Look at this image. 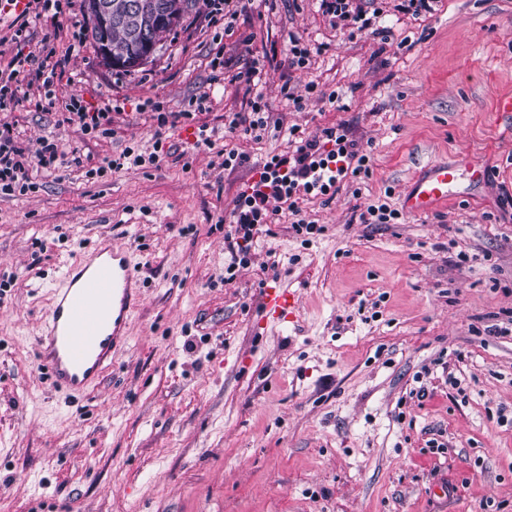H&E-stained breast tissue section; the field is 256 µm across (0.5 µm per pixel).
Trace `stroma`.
I'll return each instance as SVG.
<instances>
[{"instance_id":"1","label":"stroma","mask_w":512,"mask_h":512,"mask_svg":"<svg viewBox=\"0 0 512 512\" xmlns=\"http://www.w3.org/2000/svg\"><path fill=\"white\" fill-rule=\"evenodd\" d=\"M396 3L355 0L383 11L385 38L331 28L316 0H250L229 36L202 7L132 72L85 38L58 89L111 108L114 135L49 107L11 112L24 139L55 135L95 166L158 138L163 155L36 172L33 191L0 195V275L15 277L0 298V512H512V335L488 332L512 310V114L495 107L512 94V0H435L417 15ZM292 34L311 49L305 66L289 63ZM220 49L235 69L265 67L273 125L260 140L224 132L248 95L215 81ZM205 94L208 111L176 127L150 117ZM339 125L368 175L308 200L304 218L325 228L310 243L276 216L225 281L237 193L289 150L291 127ZM230 150L248 163L224 168ZM462 154L485 183L461 180L429 216L400 211L415 172ZM382 202L397 219L360 222ZM104 235L133 252L145 299L125 352L70 396L40 372L36 342L61 271ZM271 280L300 310L260 336L258 284ZM421 382L427 396L410 397ZM440 482L453 500L433 496Z\"/></svg>"}]
</instances>
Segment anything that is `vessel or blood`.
<instances>
[{
    "label": "vessel or blood",
    "instance_id": "vessel-or-blood-1",
    "mask_svg": "<svg viewBox=\"0 0 512 512\" xmlns=\"http://www.w3.org/2000/svg\"><path fill=\"white\" fill-rule=\"evenodd\" d=\"M464 170L475 181L486 179L485 168L466 158L430 162L411 179L401 197L403 210L414 216L437 212L454 195ZM143 288L127 248L108 236L66 266L52 292L36 352L40 368L55 386L75 392L97 386L125 350ZM298 312L297 292L274 281L265 285L259 303L263 325L292 323Z\"/></svg>",
    "mask_w": 512,
    "mask_h": 512
}]
</instances>
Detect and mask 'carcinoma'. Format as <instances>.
Here are the masks:
<instances>
[{
	"mask_svg": "<svg viewBox=\"0 0 512 512\" xmlns=\"http://www.w3.org/2000/svg\"><path fill=\"white\" fill-rule=\"evenodd\" d=\"M127 2L129 0H112V16L121 19L112 25V51L115 66L130 72L139 66L143 33L152 31L159 37L174 33L196 8L192 0H140V12L129 17Z\"/></svg>",
	"mask_w": 512,
	"mask_h": 512,
	"instance_id": "cac0c4a2",
	"label": "carcinoma"
}]
</instances>
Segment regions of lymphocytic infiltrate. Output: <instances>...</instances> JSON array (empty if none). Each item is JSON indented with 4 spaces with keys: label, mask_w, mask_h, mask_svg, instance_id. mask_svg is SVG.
Segmentation results:
<instances>
[{
    "label": "lymphocytic infiltrate",
    "mask_w": 512,
    "mask_h": 512,
    "mask_svg": "<svg viewBox=\"0 0 512 512\" xmlns=\"http://www.w3.org/2000/svg\"><path fill=\"white\" fill-rule=\"evenodd\" d=\"M69 63V57L57 55L49 46L37 52L17 46L6 78L0 79V111L35 97L56 103L55 85L65 77ZM60 121L79 125L89 135L107 137L113 132L109 108L92 107L74 95L66 99ZM367 162V155L359 153L355 143L349 142L336 128L322 129L320 135L313 137L296 135L294 150L272 156L260 167L258 180L239 192L232 221L224 234V245L230 255L226 274L235 276L237 268L249 263L255 236L273 220L271 202L287 204L289 211L296 215L292 225L296 234L322 233L321 225L300 219L298 194H328L346 176L367 173ZM82 164L81 155L66 150L58 138H41L38 147L33 148L16 135L10 121L0 120V194L23 195L33 189L30 169L53 174Z\"/></svg>",
    "instance_id": "f902f5d3"
}]
</instances>
